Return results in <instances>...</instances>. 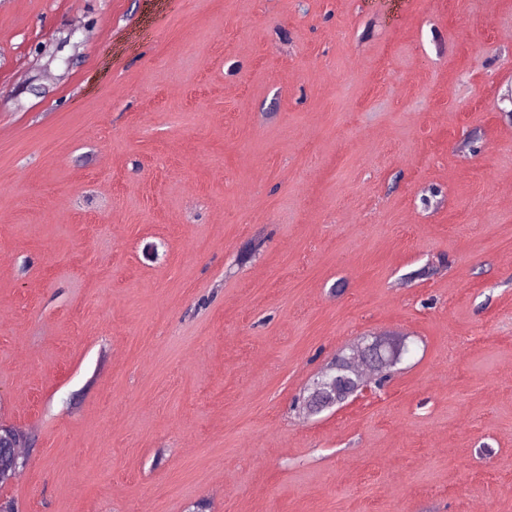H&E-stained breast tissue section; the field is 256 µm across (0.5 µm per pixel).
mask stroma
Returning <instances> with one entry per match:
<instances>
[{
    "label": "stroma",
    "instance_id": "1",
    "mask_svg": "<svg viewBox=\"0 0 512 512\" xmlns=\"http://www.w3.org/2000/svg\"><path fill=\"white\" fill-rule=\"evenodd\" d=\"M511 87L512 0H0V496L512 512ZM56 40L64 41V48L69 47L72 52L71 56H79L80 49L83 46V41L76 38V30L63 31L62 34L55 39V41L41 44L37 48L33 58V67L36 70L42 71L45 69H50L51 65L56 63L52 62V59L57 55L59 51V46ZM355 355L360 357L359 344L352 347L349 353L336 356L329 364V372L326 373L330 375L333 386L325 392H316L314 389L309 395L303 396L299 406L302 411L307 413L313 412L318 403L327 405L330 401L343 397L359 388L363 379L352 367V360Z\"/></svg>",
    "mask_w": 512,
    "mask_h": 512
}]
</instances>
